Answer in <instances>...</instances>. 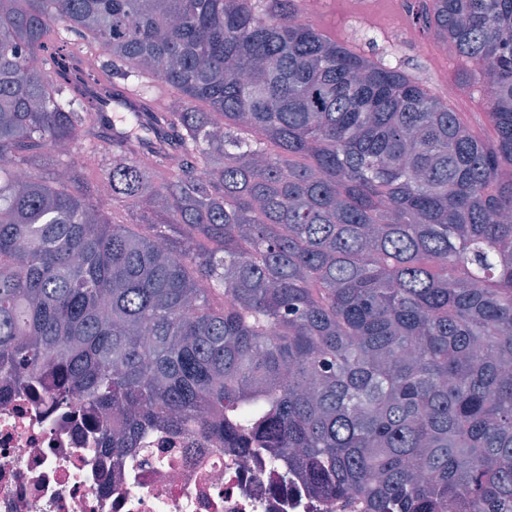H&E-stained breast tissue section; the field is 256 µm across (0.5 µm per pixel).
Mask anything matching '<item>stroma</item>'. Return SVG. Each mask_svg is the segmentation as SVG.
I'll return each instance as SVG.
<instances>
[{
	"label": "stroma",
	"instance_id": "1",
	"mask_svg": "<svg viewBox=\"0 0 512 512\" xmlns=\"http://www.w3.org/2000/svg\"><path fill=\"white\" fill-rule=\"evenodd\" d=\"M299 16L338 42L370 56L385 57L433 94H440L447 84L458 86L456 97L448 102L449 109L460 113L475 137L493 138L487 97L460 84L468 62L439 56L435 39L417 22L406 0H324L321 12L303 8Z\"/></svg>",
	"mask_w": 512,
	"mask_h": 512
}]
</instances>
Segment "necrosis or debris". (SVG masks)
<instances>
[{"label":"necrosis or debris","mask_w":512,"mask_h":512,"mask_svg":"<svg viewBox=\"0 0 512 512\" xmlns=\"http://www.w3.org/2000/svg\"><path fill=\"white\" fill-rule=\"evenodd\" d=\"M0 512H350L267 457L161 431L116 452L81 401L0 382Z\"/></svg>","instance_id":"1"}]
</instances>
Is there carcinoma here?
Wrapping results in <instances>:
<instances>
[{
  "mask_svg": "<svg viewBox=\"0 0 512 512\" xmlns=\"http://www.w3.org/2000/svg\"><path fill=\"white\" fill-rule=\"evenodd\" d=\"M415 4L493 141L296 0H0V380L52 367L114 450L162 427L366 512H512V0Z\"/></svg>",
  "mask_w": 512,
  "mask_h": 512,
  "instance_id": "obj_1",
  "label": "carcinoma"
}]
</instances>
